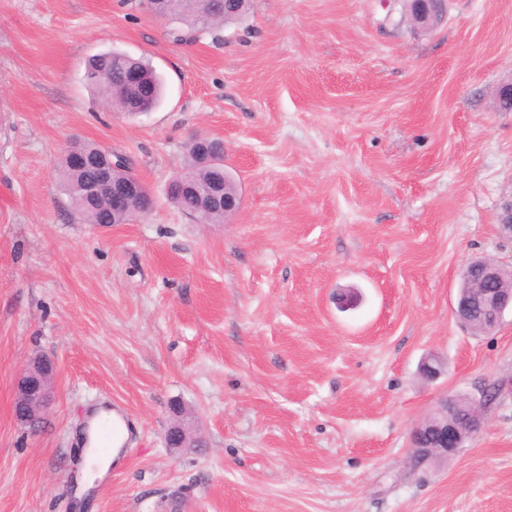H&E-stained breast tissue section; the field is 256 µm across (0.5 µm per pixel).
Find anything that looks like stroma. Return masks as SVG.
I'll return each mask as SVG.
<instances>
[{"instance_id": "1", "label": "stroma", "mask_w": 512, "mask_h": 512, "mask_svg": "<svg viewBox=\"0 0 512 512\" xmlns=\"http://www.w3.org/2000/svg\"><path fill=\"white\" fill-rule=\"evenodd\" d=\"M446 5L422 34L381 0H252L183 44L139 0H0V512H512V313L489 334L453 313L469 260L512 266V0ZM108 50L163 76L157 108L87 88ZM200 135L241 195L221 224L167 196ZM76 139L127 157L153 209L83 223ZM37 353L55 399L32 431L12 404ZM487 388L464 448L415 464L437 401ZM100 405L130 437L79 499ZM177 408L202 447H166Z\"/></svg>"}]
</instances>
